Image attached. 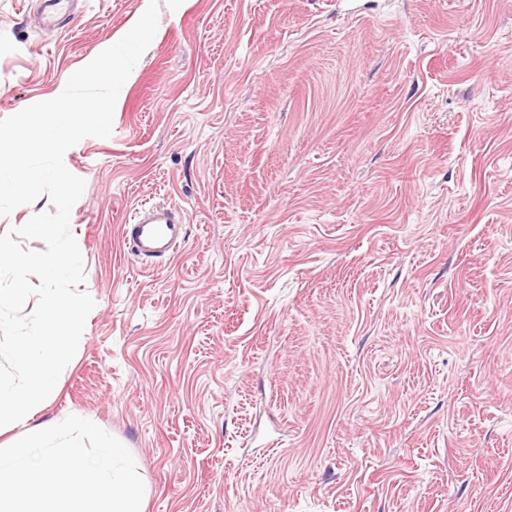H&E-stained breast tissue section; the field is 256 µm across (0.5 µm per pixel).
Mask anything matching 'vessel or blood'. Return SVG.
I'll return each instance as SVG.
<instances>
[{"label": "vessel or blood", "mask_w": 512, "mask_h": 512, "mask_svg": "<svg viewBox=\"0 0 512 512\" xmlns=\"http://www.w3.org/2000/svg\"><path fill=\"white\" fill-rule=\"evenodd\" d=\"M75 0H42L37 14L39 26L52 28L66 22ZM185 215L182 210L151 207L137 212L134 223L124 225L123 242L139 257L154 259L174 255L185 241Z\"/></svg>", "instance_id": "1"}]
</instances>
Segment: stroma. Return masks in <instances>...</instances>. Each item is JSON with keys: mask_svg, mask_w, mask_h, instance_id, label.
<instances>
[{"mask_svg": "<svg viewBox=\"0 0 512 512\" xmlns=\"http://www.w3.org/2000/svg\"><path fill=\"white\" fill-rule=\"evenodd\" d=\"M0 0V119L143 0ZM95 301L31 423L123 443L145 512H512V0H160L64 157ZM187 217L129 254L140 207ZM37 22L41 27L52 28L63 24L71 16L77 0H42ZM185 224V215L180 209H140L133 224L123 225V243L142 258L171 257L185 241Z\"/></svg>", "mask_w": 512, "mask_h": 512, "instance_id": "35a3bbf8", "label": "stroma"}]
</instances>
